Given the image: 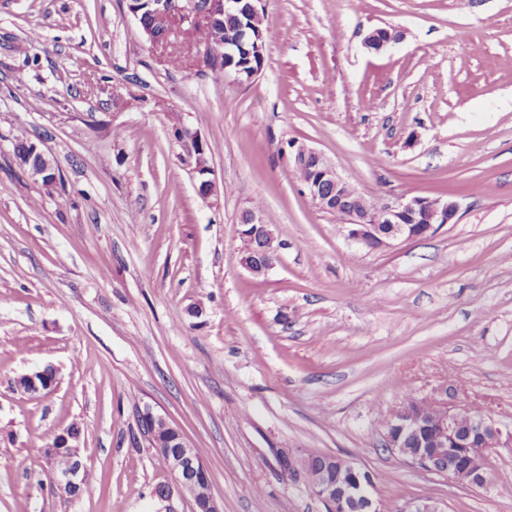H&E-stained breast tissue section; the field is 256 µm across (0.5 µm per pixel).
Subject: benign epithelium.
<instances>
[{
    "instance_id": "1",
    "label": "benign epithelium",
    "mask_w": 512,
    "mask_h": 512,
    "mask_svg": "<svg viewBox=\"0 0 512 512\" xmlns=\"http://www.w3.org/2000/svg\"><path fill=\"white\" fill-rule=\"evenodd\" d=\"M128 10L138 20L147 40L152 45L174 33L194 37L206 24L224 20L243 11L260 12L261 0H206L205 7H196V0H185L176 10L167 0H127ZM396 30L376 29L364 41L365 46L379 51L400 40ZM263 50L260 30L241 26L239 34L225 46L204 49V56L211 64L235 61L242 52L260 53ZM196 144L190 154L195 156V171L199 175L198 194L208 199L216 192L214 181L208 178L210 168L205 144L198 132H192ZM30 169L49 180L57 177L53 159L34 142L24 154ZM288 158L297 168L311 173L303 191L322 210L339 218L347 237L360 245L371 244L376 248H389L401 240L429 237L446 224L454 223L458 205L454 201H433L415 196L398 197L383 201L381 219H376L365 205V195L349 189V182L336 171L318 150L303 143H289ZM240 234L245 240L261 236L269 246L281 249V240L270 225L264 223L258 212L242 213ZM56 369L47 365L19 377L15 385L26 394L40 395L56 383ZM431 405L438 416L430 419L422 407ZM470 418L466 432L459 429L461 417ZM396 433L384 435L383 446L404 458L411 465L435 474H448L472 485H482L487 480V461L496 448L512 447V431H503L491 419L474 414L455 400V393L442 387L433 395L418 399L412 405L402 404L392 411ZM140 431L155 452L160 455L170 473L173 484H162L154 489L153 497L160 504L157 512H178L174 500L188 497L193 512H223L211 492V480L205 461L200 458L182 430L160 414L145 407L139 414ZM429 436L435 449L408 448L409 437ZM69 447V437L59 435L54 446L46 449V462L52 490L63 497L80 496L86 482V467L80 454L72 455L70 466L56 468V458ZM324 479L313 486V492L329 507V512H383L379 501L359 490L373 484L372 475L354 462L340 456L327 455L322 459Z\"/></svg>"
}]
</instances>
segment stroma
Returning <instances> with one entry per match:
<instances>
[{"mask_svg": "<svg viewBox=\"0 0 512 512\" xmlns=\"http://www.w3.org/2000/svg\"><path fill=\"white\" fill-rule=\"evenodd\" d=\"M262 9L265 65L241 82L183 36L152 47L126 0H0V512H154L172 477L147 406L205 449L223 512H327L283 473L308 453L372 473L385 512H512V447L474 486L382 445L393 409L445 384L512 429V0ZM377 28L402 38L368 50ZM182 125L211 147L210 198ZM20 134L53 185L18 163ZM290 141L365 195L456 201L457 221L363 247L302 192ZM252 207L286 243L260 278ZM48 364L50 393L15 390ZM72 426L75 500L45 460ZM26 161L30 165V169L40 176H44L47 180L55 181L57 174L53 159H51L41 148L34 142L27 146V152L24 154ZM67 435L56 436L55 444L46 449V462L51 479L52 490L63 497L74 499L80 496L86 482V467L80 455V450L72 455L70 466L64 470L56 468V458L63 448H69V438L72 441L79 440L78 427L67 429Z\"/></svg>", "mask_w": 512, "mask_h": 512, "instance_id": "stroma-1", "label": "stroma"}]
</instances>
